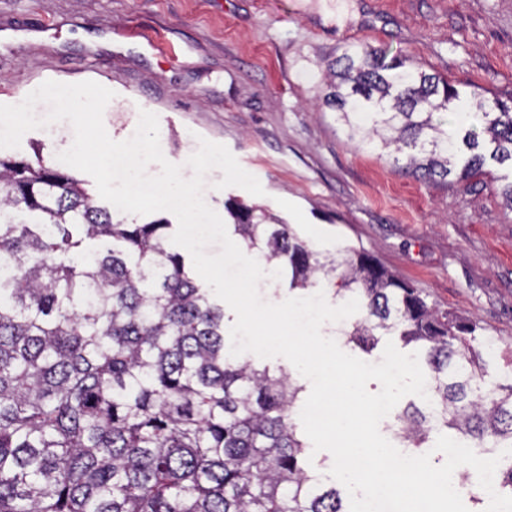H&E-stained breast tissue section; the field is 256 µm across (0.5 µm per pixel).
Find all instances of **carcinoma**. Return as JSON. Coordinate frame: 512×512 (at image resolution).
<instances>
[{
  "label": "carcinoma",
  "mask_w": 512,
  "mask_h": 512,
  "mask_svg": "<svg viewBox=\"0 0 512 512\" xmlns=\"http://www.w3.org/2000/svg\"><path fill=\"white\" fill-rule=\"evenodd\" d=\"M348 141L391 146L424 178L512 168V107L348 44L328 73ZM472 105L486 137L435 114ZM227 229L288 288L325 282L359 302L344 344L398 336L422 352L430 414L397 424L419 448L434 428L474 448L512 447V363L486 356L473 321L363 248L327 255L265 209L228 200ZM161 221L127 224L64 169L0 152V512H347L305 466L290 412L304 387L231 356L224 308L165 247ZM110 244L90 250L87 242Z\"/></svg>",
  "instance_id": "carcinoma-1"
}]
</instances>
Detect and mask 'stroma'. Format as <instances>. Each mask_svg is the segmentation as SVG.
<instances>
[{"label": "stroma", "mask_w": 512, "mask_h": 512, "mask_svg": "<svg viewBox=\"0 0 512 512\" xmlns=\"http://www.w3.org/2000/svg\"><path fill=\"white\" fill-rule=\"evenodd\" d=\"M360 42L512 106V0H0V104L48 80L114 91L103 122L131 138L159 118L165 158L192 177L200 139L225 145L264 193L216 189L282 217L312 247H361L429 304L476 322L512 357V211L503 170L480 183L427 182L393 154L356 147L326 103L324 73ZM60 121L24 134L17 159L56 163Z\"/></svg>", "instance_id": "obj_1"}]
</instances>
